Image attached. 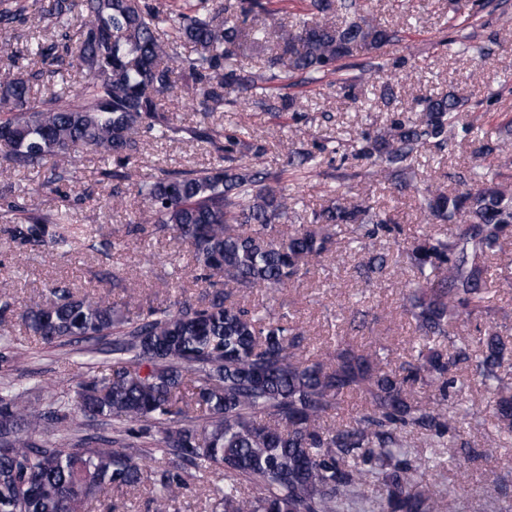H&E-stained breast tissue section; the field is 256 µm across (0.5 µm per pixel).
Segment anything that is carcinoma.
Masks as SVG:
<instances>
[{
    "label": "carcinoma",
    "mask_w": 512,
    "mask_h": 512,
    "mask_svg": "<svg viewBox=\"0 0 512 512\" xmlns=\"http://www.w3.org/2000/svg\"><path fill=\"white\" fill-rule=\"evenodd\" d=\"M194 0L186 13L161 11L148 0H0V53L9 32L31 10L69 27L76 6L85 17L65 45L69 65L87 79L73 94L36 97L29 80L0 74V141L18 169L53 162L55 181L70 173L73 158L90 149L124 163L138 151L147 129L160 140L179 132L159 110L173 88L177 63L190 75L189 93L206 106L226 103L224 89L263 95L296 74L311 81L346 71L359 54L373 55L396 32L361 15L356 0H306L308 17L277 30L272 72L245 73L227 66L245 44L262 47L269 32L247 24L269 13L264 0ZM494 0H456L454 19L466 26ZM188 45L192 53L179 55ZM452 94L418 102L416 116L395 120L363 138L359 154L398 184L414 181L410 158L420 146L451 143L460 112ZM224 163L189 170L161 169L142 183L151 224L187 243L201 278L224 277L242 292L282 288L328 254L339 224H353V242L388 229L390 219L362 199L336 200L313 212L307 224H284L292 204L265 184L267 175L231 156L241 144L228 136ZM464 190L427 187L421 209L457 225L446 238L425 235L402 251L398 263L415 282L402 294L420 335L450 337L449 329L480 311L490 287L491 260L512 238V187L481 165L459 177ZM16 232L38 243L68 244V212L36 214L10 202ZM52 299L32 300L22 312L24 330L63 355L76 347L112 355L108 371L55 391L5 373L0 377V512H88L101 497L128 492L151 478L146 463L172 469L153 479V500L166 512L188 489L184 466L224 476L211 490L217 512H456L453 496L418 480L427 462L400 434L423 429L438 440L456 431L459 408L449 403L462 381L451 374L466 353L421 352L414 363L390 368L382 348H336L330 363L303 357L301 333L288 312L249 310L221 289L192 303L176 298L132 313L68 288ZM479 348L474 375L487 392L484 411L512 430V381L499 373L512 359V341L488 327L460 343ZM28 347L0 337V363L26 359ZM194 384V403L180 402L183 381ZM432 389L427 401L411 388ZM45 395L35 406L34 392ZM364 395L367 409L356 425L327 426L342 395ZM81 409L110 420L104 434L84 433ZM199 415H193V412Z\"/></svg>",
    "instance_id": "cac0c4a2"
}]
</instances>
